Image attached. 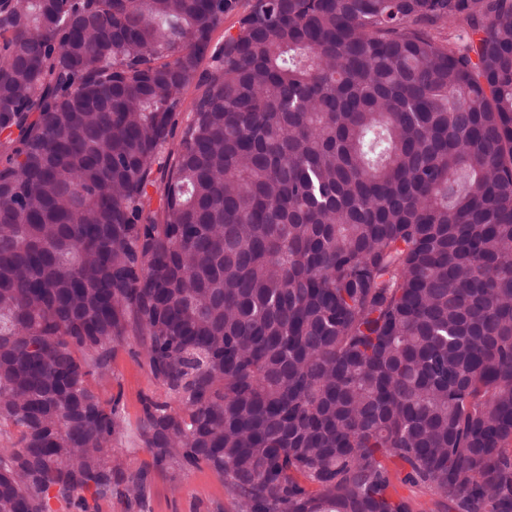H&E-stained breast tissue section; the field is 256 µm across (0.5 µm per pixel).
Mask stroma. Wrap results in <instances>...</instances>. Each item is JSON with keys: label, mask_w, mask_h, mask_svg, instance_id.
I'll list each match as a JSON object with an SVG mask.
<instances>
[{"label": "stroma", "mask_w": 512, "mask_h": 512, "mask_svg": "<svg viewBox=\"0 0 512 512\" xmlns=\"http://www.w3.org/2000/svg\"><path fill=\"white\" fill-rule=\"evenodd\" d=\"M112 378L104 384V396L120 395L125 434L112 444V456L123 468L149 467L151 479L143 505L120 499L102 500L98 512H234L235 505L224 490V480L207 467L184 470L173 466L153 467L149 449L136 447V434L143 416L142 399L165 398L166 392L152 376L141 339L134 335L115 346L111 359ZM386 465L391 473L393 498L410 503L413 512H435L437 496L427 485L406 481V470L397 458Z\"/></svg>", "instance_id": "1"}]
</instances>
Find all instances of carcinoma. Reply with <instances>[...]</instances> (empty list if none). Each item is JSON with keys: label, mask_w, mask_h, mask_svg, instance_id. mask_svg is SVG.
I'll use <instances>...</instances> for the list:
<instances>
[{"label": "carcinoma", "mask_w": 512, "mask_h": 512, "mask_svg": "<svg viewBox=\"0 0 512 512\" xmlns=\"http://www.w3.org/2000/svg\"><path fill=\"white\" fill-rule=\"evenodd\" d=\"M130 334L236 512H512V0H0V512L142 501ZM386 465L391 473L389 491L393 498L408 501L412 512H437L435 503L438 497L429 486L406 481L404 477L408 469L395 457L387 458Z\"/></svg>", "instance_id": "obj_1"}]
</instances>
